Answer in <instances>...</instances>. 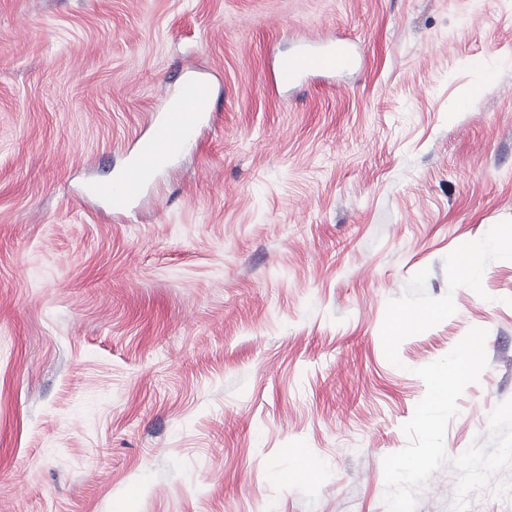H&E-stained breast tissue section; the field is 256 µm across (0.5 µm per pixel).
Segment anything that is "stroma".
<instances>
[{
  "instance_id": "1",
  "label": "stroma",
  "mask_w": 512,
  "mask_h": 512,
  "mask_svg": "<svg viewBox=\"0 0 512 512\" xmlns=\"http://www.w3.org/2000/svg\"><path fill=\"white\" fill-rule=\"evenodd\" d=\"M338 38L353 67L281 81ZM191 79L131 212L89 195ZM510 230L512 0H0V512H388L416 368L486 330L450 459L512 399ZM467 512H512V468ZM191 97L198 105H206L210 98L209 86L205 82L196 83L192 86ZM191 97L187 94L177 96L176 106L182 111L194 110ZM195 110L193 112L164 113L162 119L153 127L150 142L143 144L142 139L138 144L136 152L141 154L140 159L149 154L156 162H161L170 151L182 142L195 138L201 121Z\"/></svg>"
}]
</instances>
